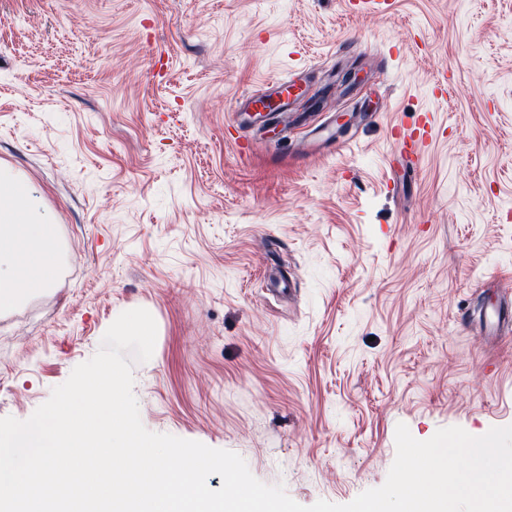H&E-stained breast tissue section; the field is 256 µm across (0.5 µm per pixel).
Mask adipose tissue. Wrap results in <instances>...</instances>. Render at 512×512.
<instances>
[{
    "label": "adipose tissue",
    "mask_w": 512,
    "mask_h": 512,
    "mask_svg": "<svg viewBox=\"0 0 512 512\" xmlns=\"http://www.w3.org/2000/svg\"><path fill=\"white\" fill-rule=\"evenodd\" d=\"M57 251L50 215L28 184L0 163V313L52 285Z\"/></svg>",
    "instance_id": "obj_1"
}]
</instances>
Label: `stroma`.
Instances as JSON below:
<instances>
[{
  "label": "stroma",
  "instance_id": "obj_1",
  "mask_svg": "<svg viewBox=\"0 0 512 512\" xmlns=\"http://www.w3.org/2000/svg\"><path fill=\"white\" fill-rule=\"evenodd\" d=\"M296 63L305 121L240 153L236 101ZM427 112L402 165L390 130ZM1 162L60 272L0 315V417L143 308V425L305 506L381 486L397 424L512 425V334L476 329L512 296V0H0ZM429 113V112H427ZM427 113H424L425 120L420 125H416L410 130H405L399 125H394L392 129L396 132V143L400 147L401 152L412 154L418 157L425 152L427 141L432 138L433 134V116L428 119ZM429 127V129H428Z\"/></svg>",
  "mask_w": 512,
  "mask_h": 512
}]
</instances>
